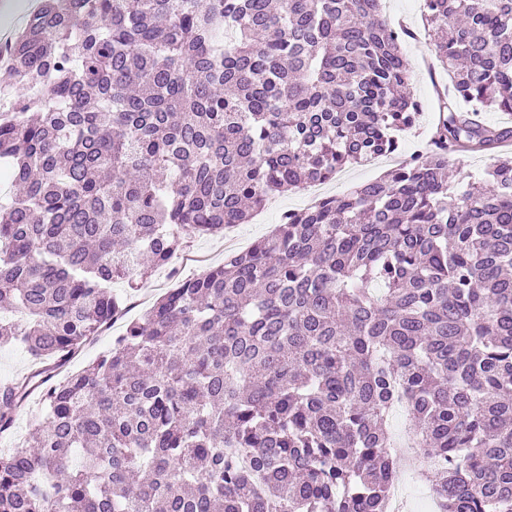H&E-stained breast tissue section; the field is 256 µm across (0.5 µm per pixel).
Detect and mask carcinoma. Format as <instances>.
<instances>
[{
  "label": "carcinoma",
  "mask_w": 512,
  "mask_h": 512,
  "mask_svg": "<svg viewBox=\"0 0 512 512\" xmlns=\"http://www.w3.org/2000/svg\"><path fill=\"white\" fill-rule=\"evenodd\" d=\"M380 0H42L4 59L0 512H387L412 419L440 512H512V0H423L430 144L286 213L52 374L130 287L267 197L396 150L419 115ZM481 153V190L450 162ZM81 450L83 460L71 466ZM32 367L30 355L21 347H0V379L26 374ZM37 405L32 397V402L18 415L15 429L11 435L0 437V448H15L18 443H23L32 423V416L37 413Z\"/></svg>",
  "instance_id": "1"
}]
</instances>
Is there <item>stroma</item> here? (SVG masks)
Segmentation results:
<instances>
[{
	"instance_id": "obj_1",
	"label": "stroma",
	"mask_w": 512,
	"mask_h": 512,
	"mask_svg": "<svg viewBox=\"0 0 512 512\" xmlns=\"http://www.w3.org/2000/svg\"><path fill=\"white\" fill-rule=\"evenodd\" d=\"M382 15L390 25L403 21L416 33L415 39L402 45L403 56L414 79V91L421 103L415 127L400 134L398 139L396 153L407 157L429 140L438 115V92L449 86L450 77L439 65L433 53V45L425 33L422 0H382ZM390 168V162L378 158L347 166L328 182L276 195L264 208L257 210L248 222L229 225L223 233L217 235L191 239L187 247L174 258L168 270L152 272L139 282L137 288H129L122 281L114 283L113 292L128 302L126 313L84 347L73 361V368L82 367L108 349L114 337L123 331L126 320L141 315L172 286L175 279H191L208 268L221 265L230 253L245 250L255 241L269 235L285 212L305 209L316 199L325 196L343 194L355 186L383 176Z\"/></svg>"
}]
</instances>
